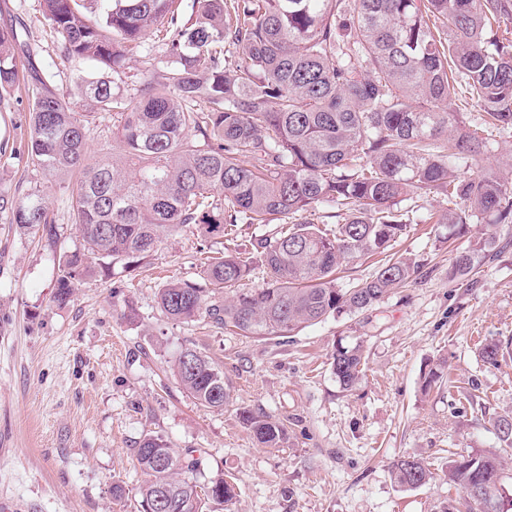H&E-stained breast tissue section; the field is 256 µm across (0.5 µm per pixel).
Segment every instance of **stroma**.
<instances>
[{
	"label": "stroma",
	"instance_id": "obj_1",
	"mask_svg": "<svg viewBox=\"0 0 512 512\" xmlns=\"http://www.w3.org/2000/svg\"><path fill=\"white\" fill-rule=\"evenodd\" d=\"M6 24L23 29L60 93L87 112L75 82L103 70L63 57L40 0H0ZM168 69L163 53L131 50L116 91L131 93L145 70L163 82ZM32 97L23 79L0 98V197L42 191L58 239L49 244L0 209V512H138L134 491L144 476L133 450L147 435L199 459L197 485L233 476L238 497L226 512H450L461 501L446 476L449 457L499 450L493 424L512 416V359L490 365L480 356L487 342L512 337V224H476L452 241L447 225L428 221L446 198L413 197L415 223L393 251L417 266L414 280L370 309L287 338H245L204 317L187 324L161 312L159 288L198 277L207 254L227 241H202L192 226L133 275L88 277L60 305L58 254L82 243L70 220L78 177L51 181L27 161ZM87 114L91 155L119 153V121ZM488 232L496 256L470 280L454 278L455 253ZM355 345L364 375L346 389L332 357ZM188 346L223 371L231 391L224 409L199 405L178 383L171 366ZM435 367L441 379L422 390ZM245 409L284 423L282 447L256 441ZM401 456L426 462L434 480L399 487L389 468ZM116 483L127 489L119 500Z\"/></svg>",
	"mask_w": 512,
	"mask_h": 512
}]
</instances>
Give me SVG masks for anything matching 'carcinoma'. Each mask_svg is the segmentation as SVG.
Wrapping results in <instances>:
<instances>
[{
    "label": "carcinoma",
    "mask_w": 512,
    "mask_h": 512,
    "mask_svg": "<svg viewBox=\"0 0 512 512\" xmlns=\"http://www.w3.org/2000/svg\"><path fill=\"white\" fill-rule=\"evenodd\" d=\"M61 53L90 59L121 77L131 45L166 26L165 83L141 78L124 97L112 81L78 86L93 109L121 119L122 153L112 161L89 152L92 129L28 54L27 81L36 89L28 110L27 157L49 178L78 172L71 223L83 244L58 255L54 301L64 305L85 277L132 274L162 243L194 224L202 236L229 237L239 224L281 229L256 240L252 252L224 248L207 257L202 283L176 280L159 289L158 305L173 321L206 317L240 336L291 335L330 316L378 304L409 283L416 269L389 259L350 288L337 271L366 254L385 253L412 224L401 206L417 194H443L448 209L436 223L448 236L473 223H512V180L484 169L479 131L448 113L456 89L483 111L486 130L512 129V40L494 30L512 18V0H197L181 21L182 0H41ZM100 5L87 15L86 3ZM13 26L0 27V97L17 82ZM475 167L469 176L463 167ZM336 208L332 227L307 214ZM12 222L57 239L38 190L2 201ZM488 235L455 255L468 276L493 254ZM266 269L257 289L241 287L253 258ZM224 298H218V295ZM512 354V338L486 343L496 365ZM358 346L344 348L332 368L344 388L362 379ZM173 372L200 405L224 409L230 389L209 356L186 347ZM243 424L270 448L286 440L282 422L244 410ZM512 447V417L494 422ZM145 475L137 488L141 512H207L233 503L236 485L219 475L203 492L188 474L198 462L179 457L148 435L133 449ZM503 461L493 452L448 460V480L463 493L454 512H502ZM396 484L418 488L433 479L420 459L390 467Z\"/></svg>",
    "instance_id": "cac0c4a2"
}]
</instances>
